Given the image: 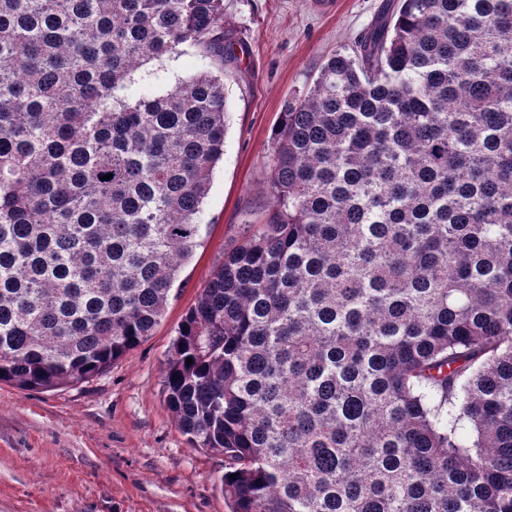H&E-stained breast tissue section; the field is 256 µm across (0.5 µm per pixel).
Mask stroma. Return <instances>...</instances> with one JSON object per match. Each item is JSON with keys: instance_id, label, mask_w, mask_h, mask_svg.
Instances as JSON below:
<instances>
[{"instance_id": "1", "label": "stroma", "mask_w": 512, "mask_h": 512, "mask_svg": "<svg viewBox=\"0 0 512 512\" xmlns=\"http://www.w3.org/2000/svg\"><path fill=\"white\" fill-rule=\"evenodd\" d=\"M380 3L337 0L325 17L311 0H224V28L244 41L247 55L224 72L227 133L203 205L204 244L152 336L109 370L47 392L0 384V512H230L224 457L189 447L162 393L165 364L225 254L241 245L249 223L268 218L284 103L326 58L353 44ZM201 65L191 48L166 65L149 63L132 92L151 96L171 72Z\"/></svg>"}]
</instances>
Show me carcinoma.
I'll return each instance as SVG.
<instances>
[{"label": "carcinoma", "instance_id": "carcinoma-1", "mask_svg": "<svg viewBox=\"0 0 512 512\" xmlns=\"http://www.w3.org/2000/svg\"><path fill=\"white\" fill-rule=\"evenodd\" d=\"M237 45L224 0H0V383L152 335ZM185 46L199 71L128 93ZM269 189L163 377L231 512H512V0H384L285 103Z\"/></svg>", "mask_w": 512, "mask_h": 512}]
</instances>
